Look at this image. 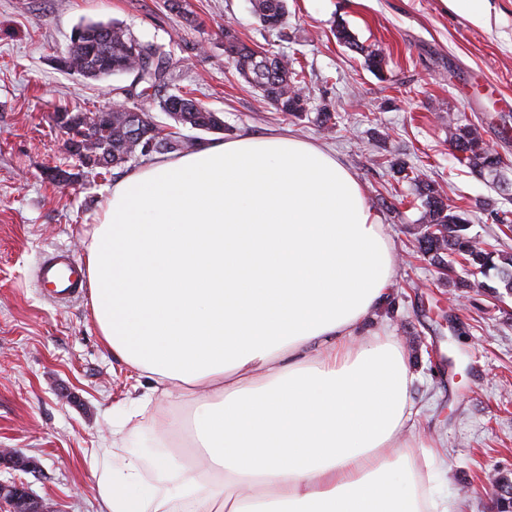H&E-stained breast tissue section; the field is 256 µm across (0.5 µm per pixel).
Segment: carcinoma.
Returning <instances> with one entry per match:
<instances>
[{"label":"carcinoma","mask_w":512,"mask_h":512,"mask_svg":"<svg viewBox=\"0 0 512 512\" xmlns=\"http://www.w3.org/2000/svg\"><path fill=\"white\" fill-rule=\"evenodd\" d=\"M253 12L265 26L273 28L284 23L288 15L287 0H253ZM109 38L110 56L102 60L92 53L94 43ZM336 37L356 49L364 56L367 67L380 71L383 55L376 49L358 44L346 27L336 31ZM226 62L256 89L263 100L278 111L300 117L307 111L308 97L299 93L304 84L303 71L294 67V60L286 55H269L235 36L224 32ZM68 72L83 73L98 69L101 75L133 74L134 81L122 89L126 99L156 97L155 106L178 126L201 132L224 130V120L207 109L193 94L179 88L173 93H163L173 82L171 52L160 45L136 38L127 28L117 22H88L75 28L70 38V47L63 55ZM129 107L112 112V121H94L86 112L58 110L54 121L71 143L83 134V127L90 126L95 137L93 152L103 155L104 165H99L90 156H78L82 166L90 169L120 167L129 161L147 154L182 153L191 149L186 136L177 131H165L154 123L148 128L149 138L155 148L145 154L135 147L133 129L126 121ZM449 140L456 151L459 163L479 172H494L501 165V158L483 142L476 130L457 125L448 119ZM391 169L405 174L423 199L425 212L419 231L416 233L417 251L427 257L441 270L448 268L447 258L461 257L465 264L482 273L494 271L501 287L512 294V255L488 250L482 243L467 233L470 221L467 213L458 206L448 204L444 191L422 177L418 169L406 170L405 164L394 163Z\"/></svg>","instance_id":"carcinoma-1"}]
</instances>
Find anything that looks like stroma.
<instances>
[{
    "label": "stroma",
    "instance_id": "1",
    "mask_svg": "<svg viewBox=\"0 0 512 512\" xmlns=\"http://www.w3.org/2000/svg\"><path fill=\"white\" fill-rule=\"evenodd\" d=\"M484 29L443 0H288V18L263 28L250 0H0V448L34 459L35 471L0 464V480L27 484L53 512H98L90 452L112 435L133 381L91 322L90 299L54 302L35 270L46 253L83 256L116 179L127 167L91 171L71 157L54 122L58 108L111 106L131 76L87 80L59 69L75 26L119 22L166 46L177 87L194 89L224 119V139L289 133L331 151L361 183L387 226L395 289L369 320L387 327L412 364L417 430L442 459L432 482L458 512H498L491 472L512 476V296L464 287L471 273L452 257L449 273L415 250L424 207L391 162L422 169L494 251L512 253V234L494 221L512 211V0H490ZM346 27L382 51V72L339 42ZM304 69L309 116L294 118L263 101L224 62V31ZM481 84H469L470 74ZM336 115L323 132L313 115ZM477 128L503 159L498 176L461 165L448 119Z\"/></svg>",
    "mask_w": 512,
    "mask_h": 512
}]
</instances>
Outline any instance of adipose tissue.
Here are the masks:
<instances>
[{"mask_svg":"<svg viewBox=\"0 0 512 512\" xmlns=\"http://www.w3.org/2000/svg\"><path fill=\"white\" fill-rule=\"evenodd\" d=\"M91 311L144 380L96 448L99 512H457L386 329L392 245L324 147L239 137L112 185L84 241Z\"/></svg>","mask_w":512,"mask_h":512,"instance_id":"1","label":"adipose tissue"}]
</instances>
